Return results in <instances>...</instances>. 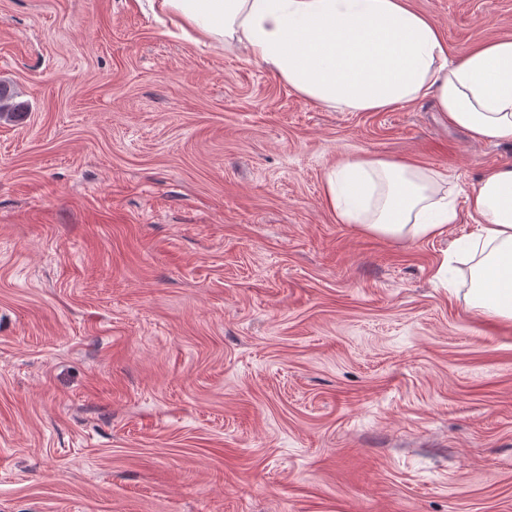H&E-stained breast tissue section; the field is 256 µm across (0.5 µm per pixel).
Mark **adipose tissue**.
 <instances>
[{"label": "adipose tissue", "mask_w": 512, "mask_h": 512, "mask_svg": "<svg viewBox=\"0 0 512 512\" xmlns=\"http://www.w3.org/2000/svg\"><path fill=\"white\" fill-rule=\"evenodd\" d=\"M187 36L223 40L300 98L333 112L431 99L472 140L512 143V37L448 55L438 24L409 0H156ZM324 200L344 224L396 242L435 238L468 217L466 302L512 321V167L486 172L459 212L436 172L374 155L342 158Z\"/></svg>", "instance_id": "1"}]
</instances>
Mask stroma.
<instances>
[{"label":"stroma","mask_w":512,"mask_h":512,"mask_svg":"<svg viewBox=\"0 0 512 512\" xmlns=\"http://www.w3.org/2000/svg\"><path fill=\"white\" fill-rule=\"evenodd\" d=\"M452 57L512 0H410ZM0 512H512V321L324 200L341 157L465 209L512 144L329 112L138 0H0Z\"/></svg>","instance_id":"obj_1"}]
</instances>
